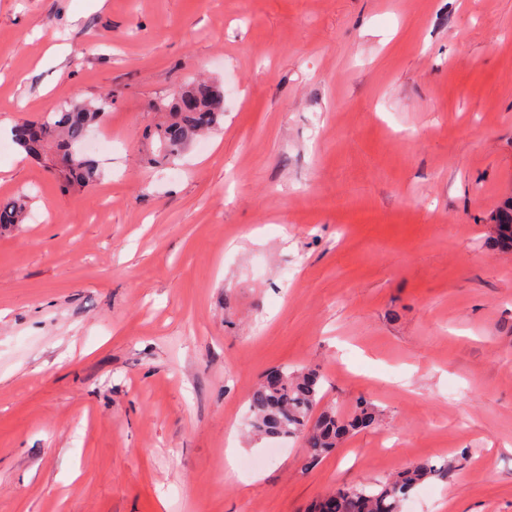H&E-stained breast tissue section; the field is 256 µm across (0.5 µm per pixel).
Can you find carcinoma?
<instances>
[{"label":"carcinoma","mask_w":512,"mask_h":512,"mask_svg":"<svg viewBox=\"0 0 512 512\" xmlns=\"http://www.w3.org/2000/svg\"><path fill=\"white\" fill-rule=\"evenodd\" d=\"M111 104L110 96L94 106L66 102L46 120L17 126L15 142L31 157L55 158L53 166L64 190L88 188L100 179L101 171L98 161L82 146L91 127L105 120ZM159 109L165 111V120L156 128L158 158L170 161L193 137L219 125L224 118V92L207 79H195ZM25 218L24 202H0V230L16 227ZM494 221L499 241L512 247V199L497 211ZM320 392L321 375L314 369L274 371L248 397L253 430L273 439L302 438L306 465L310 466L347 436L376 424L377 410L366 400L357 402L346 417L333 409L316 412ZM453 468L449 460L439 466L417 462L394 478L340 485L316 505L315 512H402L404 501L420 484L431 478L445 479Z\"/></svg>","instance_id":"carcinoma-1"}]
</instances>
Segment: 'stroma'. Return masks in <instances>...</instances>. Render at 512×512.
Wrapping results in <instances>:
<instances>
[{"instance_id": "obj_1", "label": "stroma", "mask_w": 512, "mask_h": 512, "mask_svg": "<svg viewBox=\"0 0 512 512\" xmlns=\"http://www.w3.org/2000/svg\"><path fill=\"white\" fill-rule=\"evenodd\" d=\"M197 74L224 124L153 165ZM107 93L95 185L20 157ZM510 197L512 0H0V512H311L450 457L404 512H512ZM283 366L378 422L305 467L249 422ZM495 234L499 241L512 247V198L500 208L493 217ZM26 218V205L20 200L0 202V230L23 224Z\"/></svg>"}]
</instances>
